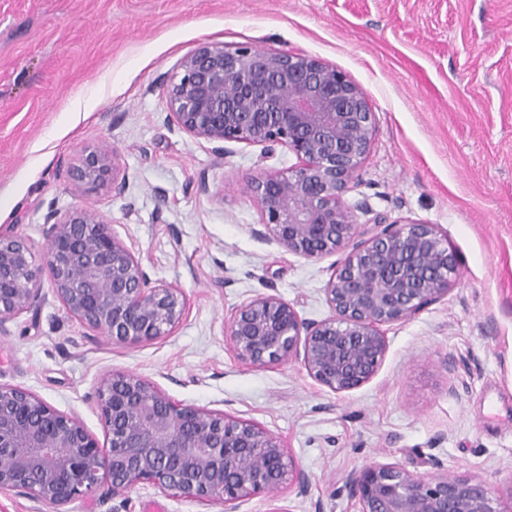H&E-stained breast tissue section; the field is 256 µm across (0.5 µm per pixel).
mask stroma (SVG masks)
<instances>
[{
    "instance_id": "stroma-1",
    "label": "stroma",
    "mask_w": 512,
    "mask_h": 512,
    "mask_svg": "<svg viewBox=\"0 0 512 512\" xmlns=\"http://www.w3.org/2000/svg\"><path fill=\"white\" fill-rule=\"evenodd\" d=\"M302 51L344 71L375 115L351 202L392 220L436 225L458 266L447 297L384 326L375 377L348 393L296 362L240 363L224 340L232 310L276 294L301 317L329 316L324 289L340 254L307 259L252 235L248 182L285 171L167 120L166 88L200 43ZM110 143L123 196L83 195L66 177ZM85 208L132 244L153 283L182 288L169 335L125 347L47 296L0 334V384L75 415L97 439L101 380L129 371L175 402L253 421L280 436L314 476L307 496L256 497L242 512H359L337 494L373 463L512 487V0H0V231L44 246L49 210ZM218 512L141 485L72 512Z\"/></svg>"
}]
</instances>
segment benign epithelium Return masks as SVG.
Returning a JSON list of instances; mask_svg holds the SVG:
<instances>
[{"label": "benign epithelium", "mask_w": 512, "mask_h": 512, "mask_svg": "<svg viewBox=\"0 0 512 512\" xmlns=\"http://www.w3.org/2000/svg\"><path fill=\"white\" fill-rule=\"evenodd\" d=\"M167 105L168 122L220 155L234 142L262 147L264 158L279 147L296 156L288 171L263 169L249 181L262 226L256 237L307 259L344 253L324 288L331 315L321 321L274 294L236 306L224 325L235 358L256 368L296 361L336 394L368 383L388 351L382 326L447 296L457 258L434 224L377 215L380 231L365 236L359 206L345 198L373 140L363 90L302 51L203 43L177 64ZM69 177L84 194L126 190L108 144L82 154ZM43 233L37 256L22 236L0 232V333L45 301V270L67 312L114 345L158 339L182 321V289L151 284L134 249L90 211H51ZM97 401L104 444L34 392L0 384V490L51 512L139 485L222 512H240L257 496L277 501L287 486L309 493L311 475L283 440L250 420L179 404L133 372L105 377ZM429 464L432 471L419 473L374 462L343 475L337 493L357 501L359 512H512V486L503 497L477 476L448 475L437 457Z\"/></svg>", "instance_id": "obj_1"}]
</instances>
